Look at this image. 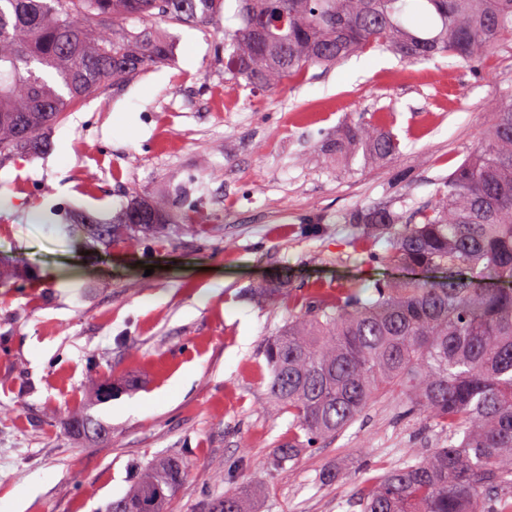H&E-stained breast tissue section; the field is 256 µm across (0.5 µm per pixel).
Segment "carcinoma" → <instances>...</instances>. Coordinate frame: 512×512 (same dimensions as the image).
<instances>
[{
	"label": "carcinoma",
	"instance_id": "cac0c4a2",
	"mask_svg": "<svg viewBox=\"0 0 512 512\" xmlns=\"http://www.w3.org/2000/svg\"><path fill=\"white\" fill-rule=\"evenodd\" d=\"M239 26L224 32V71L274 91L371 50L405 61L448 55L478 68L512 41V0H234ZM226 0H0V156L27 151L63 112L170 61L156 15L209 24ZM392 134L360 115L327 151L387 160ZM163 203L132 202L135 230L162 220ZM364 235H386L387 263L410 277L376 280L368 297L348 281L336 292L287 298L288 279L260 292L288 300L291 319L263 349L273 401L293 417L273 464L295 462L321 438L345 432L380 393L445 434L424 458L408 457L361 493L362 512H512V88L502 92L481 143L434 199L403 221L391 205L355 210ZM112 381L95 384L112 400ZM79 434H105L80 415ZM185 476L179 457L147 466L106 512H166ZM252 494L230 489L209 512H250Z\"/></svg>",
	"mask_w": 512,
	"mask_h": 512
}]
</instances>
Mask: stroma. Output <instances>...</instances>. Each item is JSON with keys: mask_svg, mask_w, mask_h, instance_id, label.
Instances as JSON below:
<instances>
[{"mask_svg": "<svg viewBox=\"0 0 512 512\" xmlns=\"http://www.w3.org/2000/svg\"><path fill=\"white\" fill-rule=\"evenodd\" d=\"M154 26L168 65L107 86L26 154L0 157L12 201L0 209V512H105L138 468L168 456L189 470L167 512H205L233 486L257 512H361L366 484L443 436L385 393L343 434L270 466L292 418L270 397L262 348L288 307L255 289L284 275L301 299L397 275L388 240H358L348 215L433 199L512 86V41L478 70L376 50L264 93L224 72L233 7L205 26ZM359 112L396 135L391 159L340 165L323 150ZM134 198L167 202L166 223L133 249L121 230L90 242L86 217L115 223ZM98 372L119 388L103 404ZM78 414L106 437L74 434Z\"/></svg>", "mask_w": 512, "mask_h": 512, "instance_id": "stroma-1", "label": "stroma"}]
</instances>
